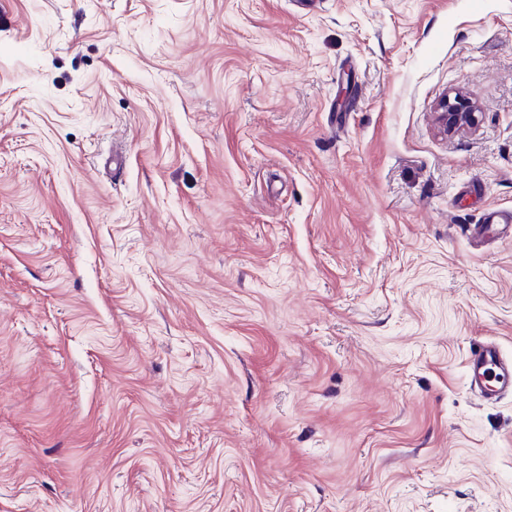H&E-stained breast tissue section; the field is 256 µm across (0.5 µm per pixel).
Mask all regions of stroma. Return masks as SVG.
Wrapping results in <instances>:
<instances>
[{
  "mask_svg": "<svg viewBox=\"0 0 512 512\" xmlns=\"http://www.w3.org/2000/svg\"><path fill=\"white\" fill-rule=\"evenodd\" d=\"M498 209L512 0H0V512H512ZM477 107L460 92L445 95L437 105L436 121L444 132H462L479 122ZM469 386L487 400H496L512 388V361L493 342L475 346L468 358Z\"/></svg>",
  "mask_w": 512,
  "mask_h": 512,
  "instance_id": "35a3bbf8",
  "label": "stroma"
}]
</instances>
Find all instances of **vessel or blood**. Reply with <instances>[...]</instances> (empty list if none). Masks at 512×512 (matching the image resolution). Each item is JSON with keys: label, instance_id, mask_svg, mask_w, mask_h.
Wrapping results in <instances>:
<instances>
[{"label": "vessel or blood", "instance_id": "1", "mask_svg": "<svg viewBox=\"0 0 512 512\" xmlns=\"http://www.w3.org/2000/svg\"><path fill=\"white\" fill-rule=\"evenodd\" d=\"M469 386L481 397L495 400L512 392V361L492 342L475 346L468 358Z\"/></svg>", "mask_w": 512, "mask_h": 512}]
</instances>
